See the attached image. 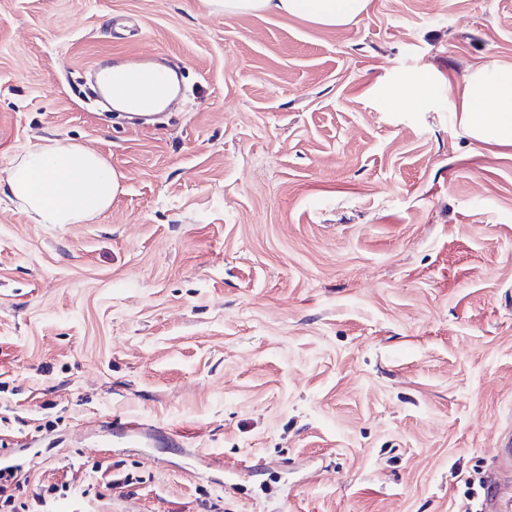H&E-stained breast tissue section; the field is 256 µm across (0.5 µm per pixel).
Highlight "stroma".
Listing matches in <instances>:
<instances>
[{
    "label": "stroma",
    "instance_id": "35a3bbf8",
    "mask_svg": "<svg viewBox=\"0 0 512 512\" xmlns=\"http://www.w3.org/2000/svg\"><path fill=\"white\" fill-rule=\"evenodd\" d=\"M155 52L186 93L149 119L78 84ZM483 64L512 67V0H368L334 28L0 0V448L25 512L479 507L512 429V146L460 121ZM47 139L119 174L108 210L11 201ZM115 416L182 445L130 447ZM155 426L149 425L145 422H142L140 420H126L122 422L120 419L119 421L112 419V434L116 433L118 435H121L122 437H135L137 434H143L147 433L148 430H152L151 428ZM157 435L161 436V433L166 434L168 441L172 445H179V435L175 431H161L160 428H156ZM153 431V430H152Z\"/></svg>",
    "mask_w": 512,
    "mask_h": 512
}]
</instances>
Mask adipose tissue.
<instances>
[{
  "instance_id": "obj_1",
  "label": "adipose tissue",
  "mask_w": 512,
  "mask_h": 512,
  "mask_svg": "<svg viewBox=\"0 0 512 512\" xmlns=\"http://www.w3.org/2000/svg\"><path fill=\"white\" fill-rule=\"evenodd\" d=\"M368 0H209L214 12L231 18L277 12L323 27H340L363 13ZM462 126L474 139L512 145V71L488 77L476 68L461 93ZM6 190L38 224H75L109 208L120 190L118 174L96 152L55 140L15 158Z\"/></svg>"
}]
</instances>
